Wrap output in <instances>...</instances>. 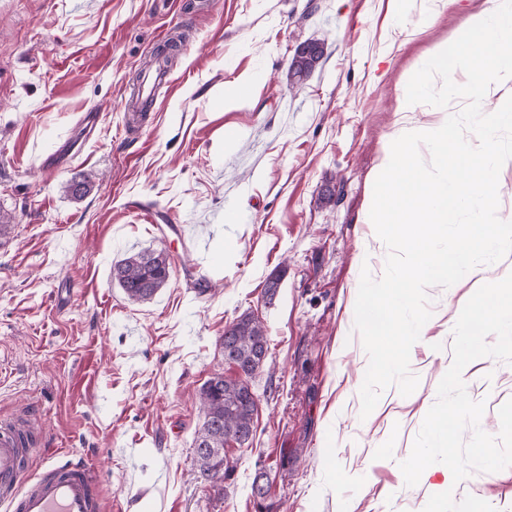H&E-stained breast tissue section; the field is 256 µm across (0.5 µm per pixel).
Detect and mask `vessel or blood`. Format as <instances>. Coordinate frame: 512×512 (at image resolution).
Instances as JSON below:
<instances>
[{"mask_svg":"<svg viewBox=\"0 0 512 512\" xmlns=\"http://www.w3.org/2000/svg\"><path fill=\"white\" fill-rule=\"evenodd\" d=\"M24 426L0 420V505L6 512H100L97 478L84 465L53 461L47 476L24 480Z\"/></svg>","mask_w":512,"mask_h":512,"instance_id":"1","label":"vessel or blood"}]
</instances>
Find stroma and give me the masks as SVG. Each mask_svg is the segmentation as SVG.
Instances as JSON below:
<instances>
[{
  "label": "stroma",
  "instance_id": "obj_1",
  "mask_svg": "<svg viewBox=\"0 0 512 512\" xmlns=\"http://www.w3.org/2000/svg\"><path fill=\"white\" fill-rule=\"evenodd\" d=\"M485 0H0V417L36 418L27 476L48 455L97 476L101 512H422L442 473L406 486L411 453L453 361L448 318L465 277L430 287L410 396L369 416L354 327L362 268L388 249L364 224L384 150L434 106L400 109L426 52ZM178 38L156 106L127 120L161 37ZM326 54L286 78L302 42ZM245 85L246 100L227 93ZM87 181L77 198L67 187ZM335 190L336 202L319 198ZM165 246L167 283L130 301L112 266ZM275 294H268L272 278ZM250 314L268 360L250 446H231L223 493L194 479L199 391L235 376L219 339ZM481 429L500 432L512 364L465 368ZM512 512V467L453 488Z\"/></svg>",
  "mask_w": 512,
  "mask_h": 512
}]
</instances>
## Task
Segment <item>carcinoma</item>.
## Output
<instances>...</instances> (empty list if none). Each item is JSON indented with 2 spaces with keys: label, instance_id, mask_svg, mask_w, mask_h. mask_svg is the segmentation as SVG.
<instances>
[{
  "label": "carcinoma",
  "instance_id": "cac0c4a2",
  "mask_svg": "<svg viewBox=\"0 0 512 512\" xmlns=\"http://www.w3.org/2000/svg\"><path fill=\"white\" fill-rule=\"evenodd\" d=\"M325 55V43L311 40L300 44L288 63L291 85L307 79ZM172 257L164 248L132 254L112 266L117 281L128 299L148 302L166 283ZM224 360L236 367V379L216 373L200 390L204 422L194 438L197 478L223 493L224 481L230 479L233 466L226 455L230 442L242 447L254 437L257 403L248 397L250 379L260 371L268 356V338L263 323L246 314L224 329L220 339Z\"/></svg>",
  "mask_w": 512,
  "mask_h": 512
}]
</instances>
